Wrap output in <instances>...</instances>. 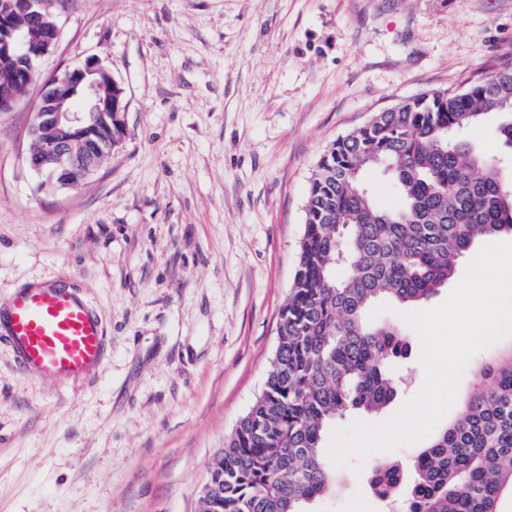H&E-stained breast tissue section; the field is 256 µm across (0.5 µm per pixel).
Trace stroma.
<instances>
[{"label":"stroma","instance_id":"35a3bbf8","mask_svg":"<svg viewBox=\"0 0 512 512\" xmlns=\"http://www.w3.org/2000/svg\"><path fill=\"white\" fill-rule=\"evenodd\" d=\"M60 39L0 112V304L65 278L100 315L90 379L32 378L0 342V512H199L224 438L263 389L309 183L373 113L512 62V0H57ZM97 59L121 145L76 191L25 161L45 78ZM500 116L467 131L512 169ZM399 363L391 418L421 389ZM374 457L310 512H384Z\"/></svg>","mask_w":512,"mask_h":512}]
</instances>
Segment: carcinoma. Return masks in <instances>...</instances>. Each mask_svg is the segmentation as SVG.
Listing matches in <instances>:
<instances>
[{
    "instance_id": "1",
    "label": "carcinoma",
    "mask_w": 512,
    "mask_h": 512,
    "mask_svg": "<svg viewBox=\"0 0 512 512\" xmlns=\"http://www.w3.org/2000/svg\"><path fill=\"white\" fill-rule=\"evenodd\" d=\"M490 112L512 149V62L464 89L406 98L337 138L305 204L293 284L261 393L225 437L200 512H308L334 483L323 435L395 397L391 367L410 351L402 324L371 322L379 299L433 298L482 237L512 231V182L461 136ZM396 184L401 205L379 209L363 176ZM482 389L406 470L380 459L375 495L399 512H503L512 493V350L481 368Z\"/></svg>"
}]
</instances>
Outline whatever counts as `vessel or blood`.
I'll list each match as a JSON object with an SVG mask.
<instances>
[{
  "label": "vessel or blood",
  "mask_w": 512,
  "mask_h": 512,
  "mask_svg": "<svg viewBox=\"0 0 512 512\" xmlns=\"http://www.w3.org/2000/svg\"><path fill=\"white\" fill-rule=\"evenodd\" d=\"M27 374L63 383L92 377L104 361V327L64 281L19 289L0 309V340Z\"/></svg>",
  "instance_id": "b4317fda"
}]
</instances>
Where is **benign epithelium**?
Masks as SVG:
<instances>
[{
    "label": "benign epithelium",
    "mask_w": 512,
    "mask_h": 512,
    "mask_svg": "<svg viewBox=\"0 0 512 512\" xmlns=\"http://www.w3.org/2000/svg\"><path fill=\"white\" fill-rule=\"evenodd\" d=\"M54 0H0V110L9 112L16 104L15 88L28 86L37 63L52 52L58 39L53 12ZM46 35L35 38L34 29ZM83 87L82 97L92 103L94 118L74 107V90ZM124 90L112 78V70L101 61L90 60L81 67L45 79L41 99V125L36 133L45 146L26 156L27 165L43 178L42 185L76 190L99 168V158L112 155L123 140Z\"/></svg>",
    "instance_id": "benign-epithelium-1"
}]
</instances>
